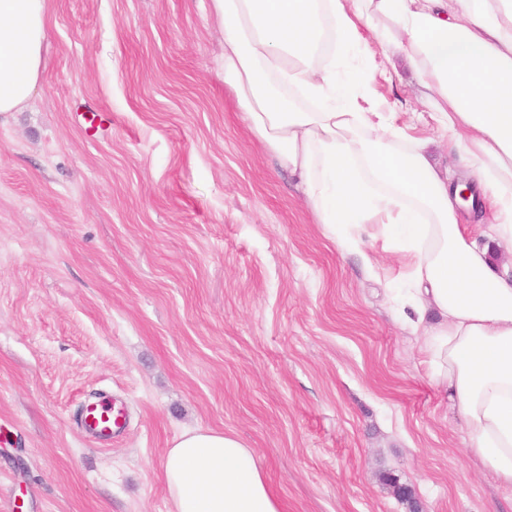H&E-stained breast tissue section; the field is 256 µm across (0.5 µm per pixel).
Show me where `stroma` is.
Listing matches in <instances>:
<instances>
[{
    "instance_id": "stroma-1",
    "label": "stroma",
    "mask_w": 512,
    "mask_h": 512,
    "mask_svg": "<svg viewBox=\"0 0 512 512\" xmlns=\"http://www.w3.org/2000/svg\"><path fill=\"white\" fill-rule=\"evenodd\" d=\"M33 99L0 115V512H170L166 448L255 449L285 512H512L388 290L409 256L317 223L224 84L201 0H47ZM392 56L368 93L456 152ZM124 428L99 443L101 399ZM122 413L105 403H92L85 408L84 425L100 438L112 437L113 428L122 427Z\"/></svg>"
}]
</instances>
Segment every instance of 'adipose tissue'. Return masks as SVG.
<instances>
[{
  "label": "adipose tissue",
  "mask_w": 512,
  "mask_h": 512,
  "mask_svg": "<svg viewBox=\"0 0 512 512\" xmlns=\"http://www.w3.org/2000/svg\"><path fill=\"white\" fill-rule=\"evenodd\" d=\"M224 39V82L281 168L297 175L318 223L350 252L349 229L377 224L415 258L398 308L415 314L431 385L447 394L465 445L512 487V0H207ZM46 0H0V114L35 93ZM402 54L423 107L466 158L492 210L484 242L459 222V196L427 144L367 106L372 78L336 62L369 40ZM171 512H285L253 449L217 430L166 449Z\"/></svg>",
  "instance_id": "adipose-tissue-1"
}]
</instances>
